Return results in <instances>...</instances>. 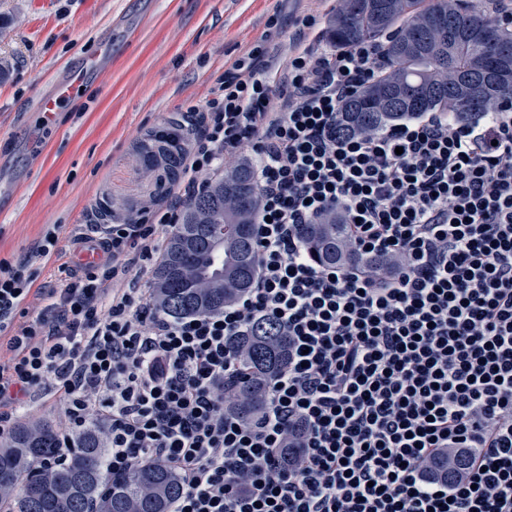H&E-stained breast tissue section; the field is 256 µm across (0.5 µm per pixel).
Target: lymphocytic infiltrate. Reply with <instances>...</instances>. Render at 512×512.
Returning <instances> with one entry per match:
<instances>
[{
	"label": "lymphocytic infiltrate",
	"instance_id": "obj_1",
	"mask_svg": "<svg viewBox=\"0 0 512 512\" xmlns=\"http://www.w3.org/2000/svg\"><path fill=\"white\" fill-rule=\"evenodd\" d=\"M383 72L379 41L318 53L298 38L283 67L256 45L160 131L177 191L135 221L98 215L100 263L69 261L83 232L64 247L51 230L0 260V437L27 405L63 402L54 463L102 422L112 477L152 459L176 472L170 512H512V103L339 133L342 103ZM246 151L253 287L213 313L158 312L150 273L184 205ZM331 209L391 266L317 264L300 228ZM50 264L60 286L36 282ZM263 318L286 330L288 364L242 421L224 412L244 372L232 341ZM448 448L466 453L454 483L429 474Z\"/></svg>",
	"mask_w": 512,
	"mask_h": 512
}]
</instances>
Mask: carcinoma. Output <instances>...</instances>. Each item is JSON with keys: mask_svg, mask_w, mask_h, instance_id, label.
Here are the masks:
<instances>
[{"mask_svg": "<svg viewBox=\"0 0 512 512\" xmlns=\"http://www.w3.org/2000/svg\"><path fill=\"white\" fill-rule=\"evenodd\" d=\"M326 35L337 49L385 41L386 75L342 105L338 129L344 133L377 131L439 108L470 122L512 99V28L496 21L485 0H338ZM258 208V183L248 160L225 169L187 204L155 267L159 312L172 317L213 312L253 287ZM301 239L322 265L389 264L356 253L347 225L334 214L303 225ZM233 344L246 376L224 396V410L252 420L263 408L270 381L288 362V336L260 319ZM57 447L54 427L40 420L18 425L0 443V504L8 512H168L181 492L176 472L158 460L112 478L100 426L76 433L67 462L54 467L49 460ZM431 468L450 481L465 473L454 449Z\"/></svg>", "mask_w": 512, "mask_h": 512, "instance_id": "1", "label": "carcinoma"}]
</instances>
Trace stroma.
Masks as SVG:
<instances>
[{"label":"stroma","instance_id":"obj_1","mask_svg":"<svg viewBox=\"0 0 512 512\" xmlns=\"http://www.w3.org/2000/svg\"><path fill=\"white\" fill-rule=\"evenodd\" d=\"M334 0H0V259L17 261L47 228L68 241L92 212L141 217L176 190L144 145L168 118L204 107L225 71L304 17L310 41ZM94 64L49 128L37 105Z\"/></svg>","mask_w":512,"mask_h":512}]
</instances>
